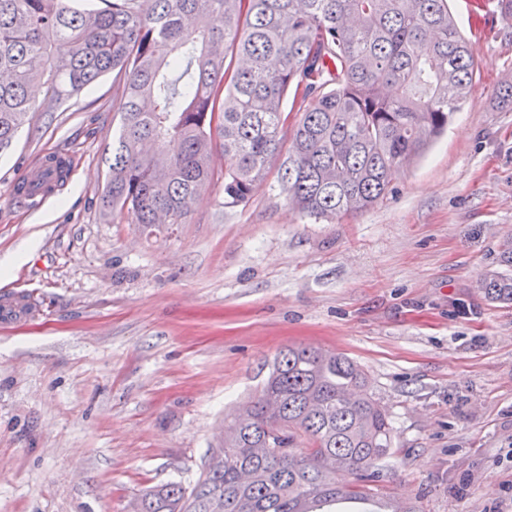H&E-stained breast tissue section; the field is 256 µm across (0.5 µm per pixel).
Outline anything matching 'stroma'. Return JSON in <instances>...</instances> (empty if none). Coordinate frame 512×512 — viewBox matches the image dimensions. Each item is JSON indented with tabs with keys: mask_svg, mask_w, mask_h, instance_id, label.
<instances>
[{
	"mask_svg": "<svg viewBox=\"0 0 512 512\" xmlns=\"http://www.w3.org/2000/svg\"><path fill=\"white\" fill-rule=\"evenodd\" d=\"M481 68L447 132L371 209L332 221L261 187L212 184L153 234L105 211L119 127L112 79L35 112L0 156V512H128L145 488L193 487L224 418L276 354H345L389 411L375 499L417 512H512V304L477 279L512 241V21L450 0ZM68 174L32 201L45 158Z\"/></svg>",
	"mask_w": 512,
	"mask_h": 512,
	"instance_id": "stroma-1",
	"label": "stroma"
}]
</instances>
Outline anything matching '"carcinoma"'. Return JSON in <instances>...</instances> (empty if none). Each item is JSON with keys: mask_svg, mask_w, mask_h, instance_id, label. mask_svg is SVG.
Listing matches in <instances>:
<instances>
[{"mask_svg": "<svg viewBox=\"0 0 512 512\" xmlns=\"http://www.w3.org/2000/svg\"><path fill=\"white\" fill-rule=\"evenodd\" d=\"M477 66L448 0H112L101 10L0 0V153L30 113L53 112L110 73L120 128L103 209L149 231L161 217L185 224L215 180L224 206L245 205L277 161L291 208L334 219L391 191L460 110ZM500 262L506 272L477 288L512 303V244ZM391 447L386 409L358 365L288 347L224 421V448L196 485L148 489L139 512L371 501ZM339 472L354 480L336 482Z\"/></svg>", "mask_w": 512, "mask_h": 512, "instance_id": "carcinoma-1", "label": "carcinoma"}]
</instances>
